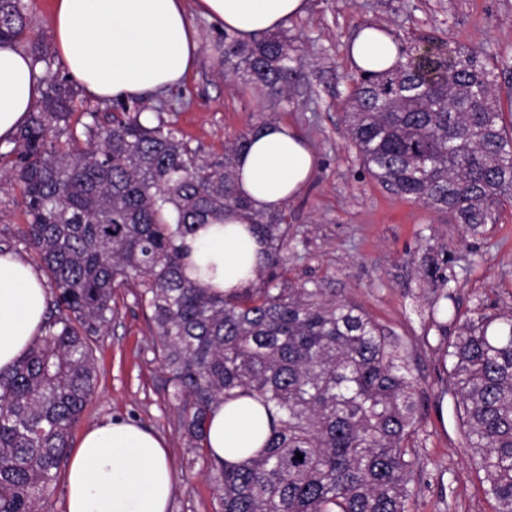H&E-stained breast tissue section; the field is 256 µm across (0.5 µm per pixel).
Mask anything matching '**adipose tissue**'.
<instances>
[{
    "mask_svg": "<svg viewBox=\"0 0 512 512\" xmlns=\"http://www.w3.org/2000/svg\"><path fill=\"white\" fill-rule=\"evenodd\" d=\"M200 16L249 40L305 13L307 0H195ZM51 25L68 73L90 97L138 98L179 85L199 59V41L186 0H54ZM348 52L369 71L390 67L398 46L387 33L365 28ZM29 53L0 43V143L23 127L44 89ZM317 157L295 129L264 125L239 158V189L255 209L274 211L297 195ZM189 279L217 292L248 287L266 245L243 216L205 224L189 235ZM48 291L37 270L18 253L0 252V370L10 369L40 336ZM267 412L241 397L215 407L205 429L208 455L230 464L262 447ZM66 512H166L174 473L164 440L132 423L102 422L78 437L66 474Z\"/></svg>",
    "mask_w": 512,
    "mask_h": 512,
    "instance_id": "adipose-tissue-1",
    "label": "adipose tissue"
}]
</instances>
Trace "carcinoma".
<instances>
[{
  "label": "carcinoma",
  "mask_w": 512,
  "mask_h": 512,
  "mask_svg": "<svg viewBox=\"0 0 512 512\" xmlns=\"http://www.w3.org/2000/svg\"><path fill=\"white\" fill-rule=\"evenodd\" d=\"M24 0H0V42L27 32ZM224 72L268 99L303 77L301 49L266 33L231 41ZM490 58L456 40L398 47L383 71L351 77L344 122L363 168L390 192L486 224L512 202V132L492 92ZM40 107L15 137L17 178L30 218L25 240L56 290L57 314L8 371H0V512H39L68 459L74 427L98 383L95 346L112 318L115 290L137 283L180 409L186 443L204 448L212 408L258 396L271 418L263 448L236 465L206 459L216 512H408L426 466L417 378L408 357L358 307L324 289L280 288L288 225L252 210L237 165L256 128L209 161L163 121L141 111L102 124L86 142L58 148L74 93L43 75ZM264 239L258 283L215 293L184 275L186 237L224 212ZM431 313L456 303L433 269ZM446 393L461 419L485 493L512 512V310L477 313L446 342ZM303 459H297V456Z\"/></svg>",
  "instance_id": "1"
}]
</instances>
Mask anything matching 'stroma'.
<instances>
[{"mask_svg": "<svg viewBox=\"0 0 512 512\" xmlns=\"http://www.w3.org/2000/svg\"><path fill=\"white\" fill-rule=\"evenodd\" d=\"M26 3L30 39L47 50L50 75L65 77L50 22L53 0ZM194 23L200 57L184 85L127 100V108L161 109L162 119L209 160L223 157L229 137L263 123H285L308 141L319 166L283 207L290 244L281 286L317 283L326 298L358 306L411 362L422 418L418 447L429 463L414 478L417 493L408 512H494L453 400L442 393L441 327L453 319L431 317L433 288L425 269L433 261L448 276L461 316L483 304L512 308V205L499 208L495 222L470 227L389 193L362 167L343 116L345 76L355 70L346 48L367 26L384 29L403 46L450 37L492 55L495 94L502 109L512 108V0H309L306 15L283 28L302 49L305 78L276 104L225 74L223 28L201 17ZM14 167V154L1 147L0 244L11 242L37 267L38 254L22 239L29 217ZM138 291L134 285L115 292L112 318L96 348L98 386L78 426L132 422L163 437L175 471L168 512H215L213 478L179 430V411L164 391L159 339Z\"/></svg>", "mask_w": 512, "mask_h": 512, "instance_id": "35a3bbf8", "label": "stroma"}]
</instances>
